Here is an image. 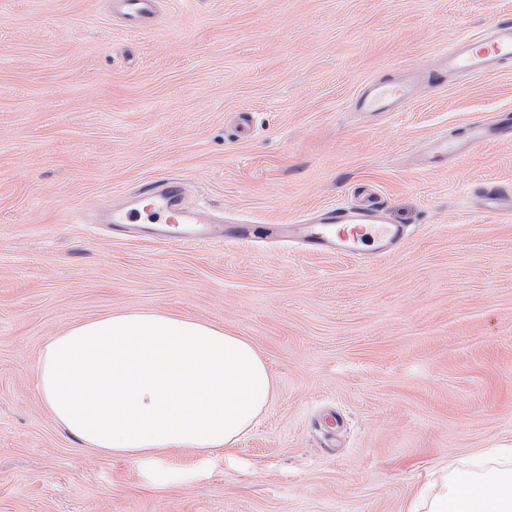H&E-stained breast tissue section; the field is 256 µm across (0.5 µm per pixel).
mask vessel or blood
I'll return each mask as SVG.
<instances>
[{
	"label": "vessel or blood",
	"mask_w": 512,
	"mask_h": 512,
	"mask_svg": "<svg viewBox=\"0 0 512 512\" xmlns=\"http://www.w3.org/2000/svg\"><path fill=\"white\" fill-rule=\"evenodd\" d=\"M159 0H112V13L130 30H140L153 21ZM512 61V18L494 23L483 35L456 40L440 57L444 73L475 76L492 73ZM422 75L407 69L400 81L367 83L355 99L361 112H393L412 98ZM497 138H512V120L495 124L470 125L467 139L452 141L434 136L426 156L427 163L451 157L464 158ZM486 209H512V189L494 186L483 194ZM111 229L159 243L202 245L212 239L205 213L184 204L182 182L169 178L147 184L131 197L126 208L104 216ZM295 239L314 254L376 259L397 251L407 237L404 225L390 223L386 211L372 189H363L353 204H331L296 219Z\"/></svg>",
	"instance_id": "obj_1"
}]
</instances>
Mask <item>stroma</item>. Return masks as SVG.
<instances>
[{"instance_id": "obj_1", "label": "stroma", "mask_w": 512, "mask_h": 512, "mask_svg": "<svg viewBox=\"0 0 512 512\" xmlns=\"http://www.w3.org/2000/svg\"><path fill=\"white\" fill-rule=\"evenodd\" d=\"M509 17L512 0H161L139 33L112 0H0V512H404L442 469L512 446V214L481 197L512 185V140L416 163L432 135L512 113V64L399 112L352 105ZM170 177L213 242L73 220ZM365 184L408 228L392 255L224 239L229 220L285 224ZM131 309L264 356L276 395L234 447L132 461L54 420L45 343Z\"/></svg>"}]
</instances>
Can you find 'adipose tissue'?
I'll use <instances>...</instances> for the list:
<instances>
[{
    "label": "adipose tissue",
    "instance_id": "1",
    "mask_svg": "<svg viewBox=\"0 0 512 512\" xmlns=\"http://www.w3.org/2000/svg\"><path fill=\"white\" fill-rule=\"evenodd\" d=\"M54 418L87 447L140 460L168 448L232 447L276 392L263 355L223 327L159 310L77 322L38 362ZM500 467L445 475L407 512H512V448Z\"/></svg>",
    "mask_w": 512,
    "mask_h": 512
}]
</instances>
